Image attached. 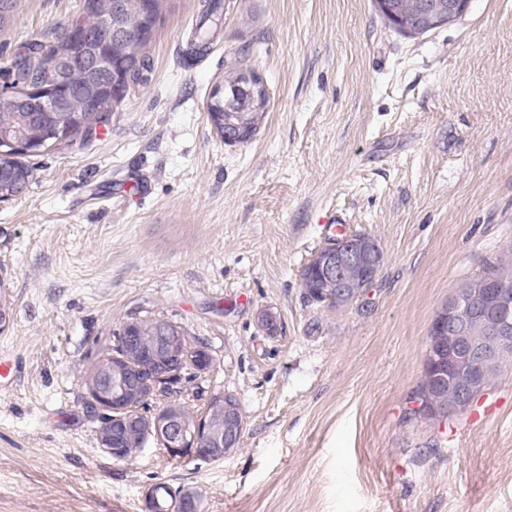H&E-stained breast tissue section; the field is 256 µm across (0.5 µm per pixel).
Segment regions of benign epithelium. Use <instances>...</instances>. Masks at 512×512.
I'll return each mask as SVG.
<instances>
[{
  "mask_svg": "<svg viewBox=\"0 0 512 512\" xmlns=\"http://www.w3.org/2000/svg\"><path fill=\"white\" fill-rule=\"evenodd\" d=\"M144 19L131 18L120 0H115L112 9L101 14L99 29L102 37L86 34L73 24L66 32L69 40L78 39L84 44V54L75 58L65 52L48 55L44 59L45 68L55 74L48 86L32 89H17L20 101L26 96L37 97L39 111L60 114L67 120L72 112H98L101 101L98 91L106 87L115 96H122L128 89V82L122 80L112 69L113 49L132 45L139 41ZM77 63L85 66L88 85L76 92L66 85L70 69ZM383 251L376 239L369 235L346 237L326 249H319L311 256L310 264L336 281V292L317 295L308 286H303L306 299L324 306L339 304L352 296L349 273L357 269L362 272L366 283L375 281L383 262ZM511 288H470L463 298H455L442 307L431 325L427 368L436 372L442 385L459 375L467 374L470 382L459 389L458 400L453 410L459 411L469 406L480 389L477 372L493 360L500 352L512 344V321L500 317L489 329V336L478 347L465 343L466 330L471 319L482 313L487 298L495 297L499 303H508ZM126 346L119 354L112 355L114 366L120 373L119 385L130 392L124 397L109 398L103 395L98 385L90 388L91 404L107 411L101 424L100 446L112 456H117L114 439L118 434L134 429H145L160 442L168 455L182 456L192 453L196 457L204 455L212 447L224 449L228 455L238 448L244 429V418L236 398L229 394L211 395L217 401H224V427L214 428L205 415L188 421L181 412L180 391L174 386L183 379V373L173 370V363H189L194 373L202 374L213 365V356L204 347L194 346L187 352L177 353L169 341H164L155 357L142 359L130 338L123 337ZM169 391L165 403L156 412L150 413L143 406L150 404Z\"/></svg>",
  "mask_w": 512,
  "mask_h": 512,
  "instance_id": "1",
  "label": "benign epithelium"
}]
</instances>
